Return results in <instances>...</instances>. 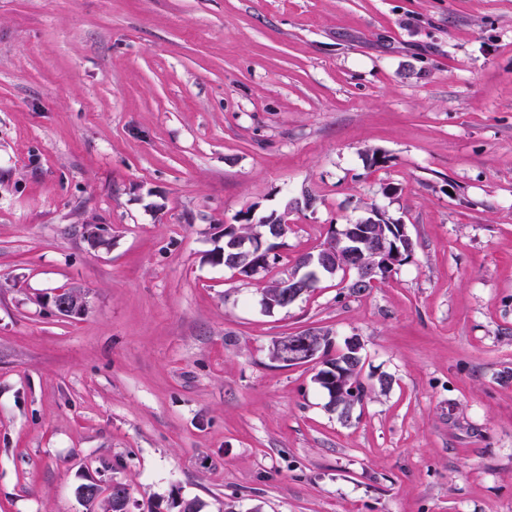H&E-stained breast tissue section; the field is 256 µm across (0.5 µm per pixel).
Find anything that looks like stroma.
Listing matches in <instances>:
<instances>
[{
  "label": "stroma",
  "instance_id": "stroma-1",
  "mask_svg": "<svg viewBox=\"0 0 512 512\" xmlns=\"http://www.w3.org/2000/svg\"><path fill=\"white\" fill-rule=\"evenodd\" d=\"M374 206L408 262L263 309ZM283 210L276 263L225 268V225ZM315 326L363 340L350 417L271 358ZM90 479L130 512H512V0H0V512ZM77 293L80 292L75 289H70V291L66 288L56 289L48 303L51 309L59 315L67 317L82 315L86 311V302Z\"/></svg>",
  "mask_w": 512,
  "mask_h": 512
}]
</instances>
